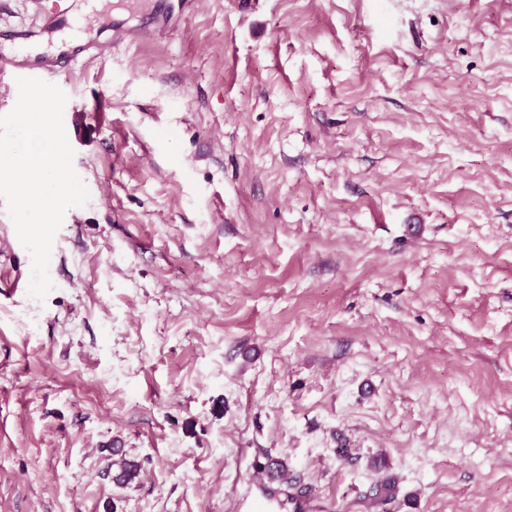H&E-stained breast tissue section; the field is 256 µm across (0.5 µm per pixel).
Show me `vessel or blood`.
I'll list each match as a JSON object with an SVG mask.
<instances>
[{"label":"vessel or blood","instance_id":"vessel-or-blood-1","mask_svg":"<svg viewBox=\"0 0 512 512\" xmlns=\"http://www.w3.org/2000/svg\"><path fill=\"white\" fill-rule=\"evenodd\" d=\"M33 22L28 26L0 28V37L9 47L0 46V77L37 78L49 83L66 81L83 52L105 56L119 43L118 33L101 36L92 27L101 15L100 0H74L68 7L45 9L43 0H28ZM189 0H158L144 15L143 27L167 30L174 8H186Z\"/></svg>","mask_w":512,"mask_h":512}]
</instances>
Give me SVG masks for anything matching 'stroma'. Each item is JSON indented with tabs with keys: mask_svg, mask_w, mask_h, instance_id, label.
<instances>
[{
	"mask_svg": "<svg viewBox=\"0 0 512 512\" xmlns=\"http://www.w3.org/2000/svg\"><path fill=\"white\" fill-rule=\"evenodd\" d=\"M62 90L45 299L0 200V512H240L272 458L284 512H512V0H195Z\"/></svg>",
	"mask_w": 512,
	"mask_h": 512,
	"instance_id": "obj_1",
	"label": "stroma"
}]
</instances>
